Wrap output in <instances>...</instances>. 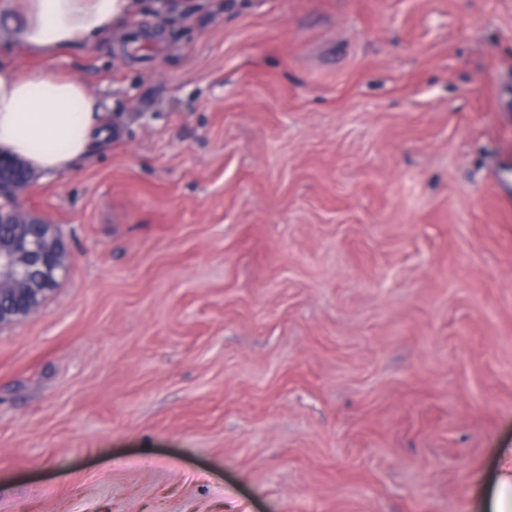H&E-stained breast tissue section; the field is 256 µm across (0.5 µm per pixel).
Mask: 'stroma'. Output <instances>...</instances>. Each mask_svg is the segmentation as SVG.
Listing matches in <instances>:
<instances>
[{
    "label": "stroma",
    "mask_w": 512,
    "mask_h": 512,
    "mask_svg": "<svg viewBox=\"0 0 512 512\" xmlns=\"http://www.w3.org/2000/svg\"><path fill=\"white\" fill-rule=\"evenodd\" d=\"M0 63L119 132L21 205L0 512H490L512 454V0H128ZM0 203V241L2 236L7 237L10 224L14 225V232L7 242L0 245V285L1 288L12 287L15 282L27 278L36 269L46 271V262L52 255L43 245V238L31 231L27 223L42 226L48 224L30 210L19 207L15 213L5 214L4 210H12L16 203L13 198H4ZM33 220V221H30ZM0 288V290H1Z\"/></svg>",
    "instance_id": "obj_1"
}]
</instances>
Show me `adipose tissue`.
<instances>
[{
	"instance_id": "1",
	"label": "adipose tissue",
	"mask_w": 512,
	"mask_h": 512,
	"mask_svg": "<svg viewBox=\"0 0 512 512\" xmlns=\"http://www.w3.org/2000/svg\"><path fill=\"white\" fill-rule=\"evenodd\" d=\"M125 0H23L16 40L63 52L111 35ZM112 119L88 86L49 68L0 65V153L37 173H63L91 147L111 141Z\"/></svg>"
}]
</instances>
